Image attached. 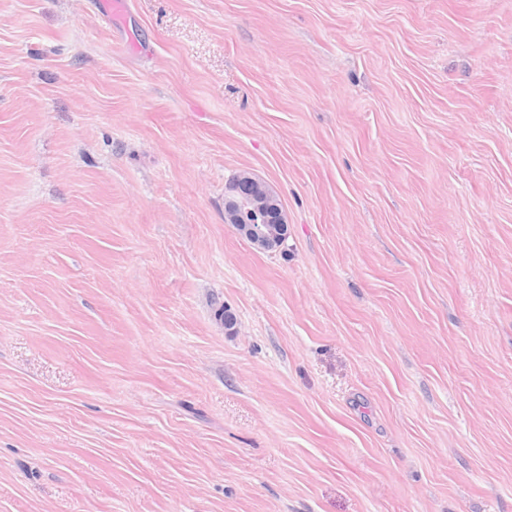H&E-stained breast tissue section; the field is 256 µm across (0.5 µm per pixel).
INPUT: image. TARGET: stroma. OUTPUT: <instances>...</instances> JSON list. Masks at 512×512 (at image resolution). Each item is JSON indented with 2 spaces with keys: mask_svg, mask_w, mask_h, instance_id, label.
Returning <instances> with one entry per match:
<instances>
[{
  "mask_svg": "<svg viewBox=\"0 0 512 512\" xmlns=\"http://www.w3.org/2000/svg\"><path fill=\"white\" fill-rule=\"evenodd\" d=\"M0 512H512V0H0ZM224 221L233 224L252 244L264 250L280 247L288 237V224L279 200L265 181L249 172L228 184L224 195Z\"/></svg>",
  "mask_w": 512,
  "mask_h": 512,
  "instance_id": "1",
  "label": "stroma"
}]
</instances>
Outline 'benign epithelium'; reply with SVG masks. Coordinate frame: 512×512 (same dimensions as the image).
I'll list each match as a JSON object with an SVG mask.
<instances>
[{
    "label": "benign epithelium",
    "mask_w": 512,
    "mask_h": 512,
    "mask_svg": "<svg viewBox=\"0 0 512 512\" xmlns=\"http://www.w3.org/2000/svg\"><path fill=\"white\" fill-rule=\"evenodd\" d=\"M224 223L264 250L278 248L288 238V224L273 190L248 172L225 190Z\"/></svg>",
    "instance_id": "benign-epithelium-1"
}]
</instances>
